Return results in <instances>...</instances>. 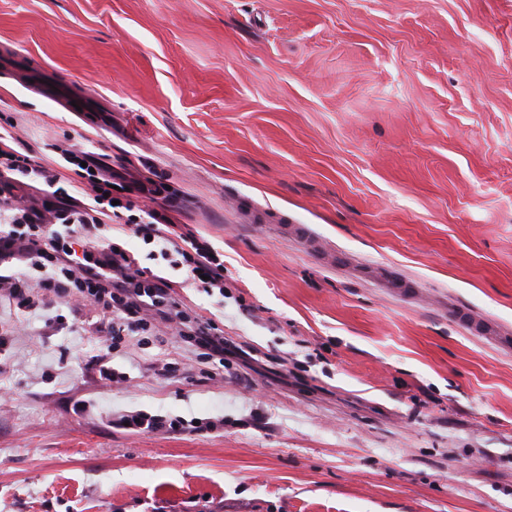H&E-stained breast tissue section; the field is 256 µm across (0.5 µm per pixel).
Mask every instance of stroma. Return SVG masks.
<instances>
[{
	"instance_id": "stroma-1",
	"label": "stroma",
	"mask_w": 512,
	"mask_h": 512,
	"mask_svg": "<svg viewBox=\"0 0 512 512\" xmlns=\"http://www.w3.org/2000/svg\"><path fill=\"white\" fill-rule=\"evenodd\" d=\"M0 127L167 187L223 295L126 248L257 351L1 300L0 512H512V0H0Z\"/></svg>"
}]
</instances>
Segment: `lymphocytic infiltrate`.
Segmentation results:
<instances>
[{
    "label": "lymphocytic infiltrate",
    "instance_id": "obj_1",
    "mask_svg": "<svg viewBox=\"0 0 512 512\" xmlns=\"http://www.w3.org/2000/svg\"><path fill=\"white\" fill-rule=\"evenodd\" d=\"M12 143L10 133H0V264L16 260L25 269L0 274V297L16 300L18 308H33L29 287L34 284L57 298L91 306L99 332L112 338L169 324L205 362L221 365L226 356H243V348L226 341L212 321L190 314L174 297L172 280L141 266L114 239L100 237L125 198L127 182H115L106 166L68 150L61 158L73 173L63 175L20 155ZM81 181L94 187L91 201L69 193V186ZM32 184L39 185V198L18 206L17 191ZM137 187L159 205L146 219L128 217L126 230L151 238L161 257L171 268L184 270L190 284L209 294L223 290V255L192 230L176 228L169 216L171 199L161 187L148 179Z\"/></svg>",
    "mask_w": 512,
    "mask_h": 512
}]
</instances>
